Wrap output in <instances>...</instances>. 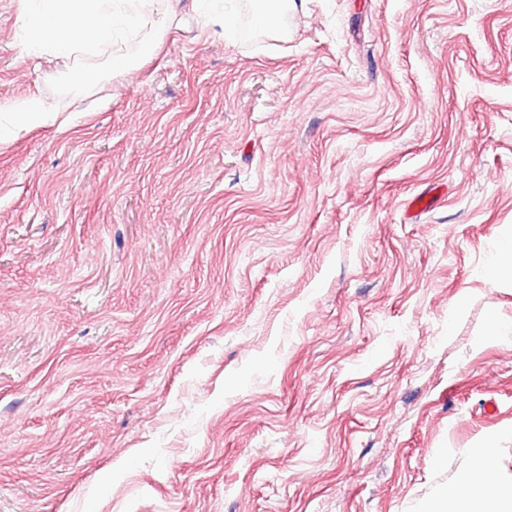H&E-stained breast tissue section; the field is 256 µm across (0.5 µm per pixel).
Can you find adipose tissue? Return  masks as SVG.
I'll return each mask as SVG.
<instances>
[{"instance_id": "1", "label": "adipose tissue", "mask_w": 512, "mask_h": 512, "mask_svg": "<svg viewBox=\"0 0 512 512\" xmlns=\"http://www.w3.org/2000/svg\"><path fill=\"white\" fill-rule=\"evenodd\" d=\"M158 23L159 0H41L24 21L25 44L36 55H105L114 78L139 68L141 58L126 46L144 41ZM437 512H512V488L492 493L481 475H470L445 490Z\"/></svg>"}]
</instances>
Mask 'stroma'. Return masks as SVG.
Returning <instances> with one entry per match:
<instances>
[{"mask_svg":"<svg viewBox=\"0 0 512 512\" xmlns=\"http://www.w3.org/2000/svg\"><path fill=\"white\" fill-rule=\"evenodd\" d=\"M0 0V512H420L512 486V0H167L127 77ZM259 4L260 23L269 31L280 32L284 14L288 11V0H257L249 1ZM0 112L7 115V124L2 126V123H0L1 141L2 138L14 134L17 130H21L28 125L45 122L50 114V111L36 97L27 102L8 107L1 105ZM495 449L485 446L482 450L481 463L475 475H468L457 484L449 486L442 495L437 510L423 512H510L512 511V488L502 487L496 492H489L486 483L479 474L480 468L493 459ZM489 505H493L490 508Z\"/></svg>","mask_w":512,"mask_h":512,"instance_id":"stroma-1","label":"stroma"}]
</instances>
